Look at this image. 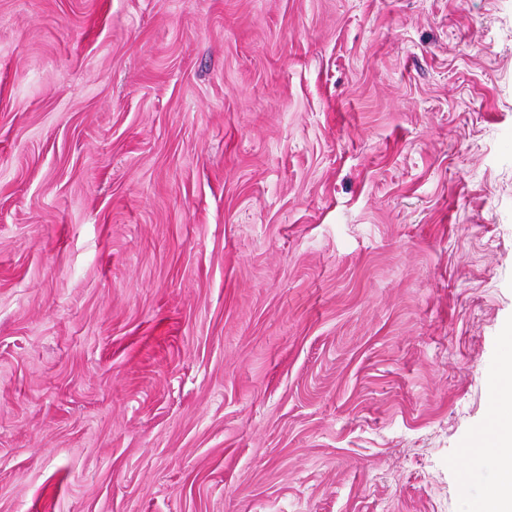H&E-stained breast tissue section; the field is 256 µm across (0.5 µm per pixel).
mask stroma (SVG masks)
<instances>
[{"label":"stroma","instance_id":"stroma-1","mask_svg":"<svg viewBox=\"0 0 512 512\" xmlns=\"http://www.w3.org/2000/svg\"><path fill=\"white\" fill-rule=\"evenodd\" d=\"M512 354V0H0V512H471Z\"/></svg>","mask_w":512,"mask_h":512}]
</instances>
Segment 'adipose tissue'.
Returning <instances> with one entry per match:
<instances>
[{
	"instance_id": "adipose-tissue-1",
	"label": "adipose tissue",
	"mask_w": 512,
	"mask_h": 512,
	"mask_svg": "<svg viewBox=\"0 0 512 512\" xmlns=\"http://www.w3.org/2000/svg\"><path fill=\"white\" fill-rule=\"evenodd\" d=\"M492 414L464 448L470 462L492 465L497 481L472 512H512V359L500 368L492 394Z\"/></svg>"
}]
</instances>
